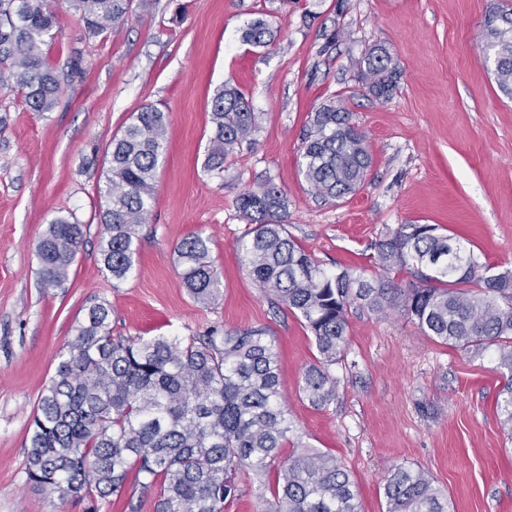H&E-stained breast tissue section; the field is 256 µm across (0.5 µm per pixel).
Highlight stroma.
I'll return each instance as SVG.
<instances>
[{
    "instance_id": "obj_1",
    "label": "stroma",
    "mask_w": 512,
    "mask_h": 512,
    "mask_svg": "<svg viewBox=\"0 0 512 512\" xmlns=\"http://www.w3.org/2000/svg\"><path fill=\"white\" fill-rule=\"evenodd\" d=\"M492 0H130L120 27L88 36L61 7L44 47L61 78L50 112L0 90V512H82L25 482L29 421L58 354L90 305L107 301L116 336H189L268 328L296 444L336 456L362 512H385L393 466L426 471L450 512H512V436L497 405L505 384L493 351L476 356L425 335L397 312L351 305L332 368L336 398L321 409L299 392L317 351L303 319L249 276L235 242L249 228L237 199L264 180L287 198V229L327 270L379 271L374 245L404 224H436L492 273L512 272V99L479 48ZM277 32L243 42L252 21ZM401 71L387 98L361 75L371 48ZM235 86L258 127L204 172L210 104ZM342 101L373 164L354 195L317 196L299 165L309 117ZM165 112L167 149L132 272L121 281L98 251L108 146L143 106ZM84 224L65 287H44L35 245L49 221ZM211 239L224 282L217 301L188 292L176 247ZM274 475L241 473L224 512H262Z\"/></svg>"
}]
</instances>
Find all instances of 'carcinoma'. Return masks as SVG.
I'll return each instance as SVG.
<instances>
[{
  "label": "carcinoma",
  "instance_id": "obj_1",
  "mask_svg": "<svg viewBox=\"0 0 512 512\" xmlns=\"http://www.w3.org/2000/svg\"><path fill=\"white\" fill-rule=\"evenodd\" d=\"M91 35L125 22L129 0H67ZM56 0H0V88L20 90L35 112H49L60 91L43 46L58 21ZM245 42L274 40L253 21ZM481 50L494 79L512 95V0H497L485 17ZM401 72L377 48L366 59L367 88L377 98L395 89ZM212 134L203 169L224 177V159L257 127L243 94L227 83L211 100ZM166 115L147 105L110 143V169L100 214V259L114 280L133 269L140 227L148 222L157 170L165 158ZM300 165L316 195L353 194L372 163L366 137L334 101L310 116ZM254 224L236 250L266 294L300 314L319 354L299 392L314 408L336 396L330 372L347 342L348 307L397 310L440 343L481 355L494 349L507 382L500 392L503 426L512 435V273L483 276L474 254L450 243L436 224H403L375 243L381 273L368 280L349 269L328 272L288 234L287 201L271 180L238 199ZM84 239V225L56 217L35 249L41 278L60 288ZM210 238L194 234L176 247L189 294L211 303L223 292L210 257ZM409 268L402 288L390 272ZM292 431L274 340L264 328L214 329L202 336L112 335L106 302L88 309L28 430L26 482L62 501L99 512L101 502L130 492L131 512L146 497L155 512H223L240 494L238 474L276 468L264 512H361L349 473L329 453L302 450L281 457ZM386 512H447L423 470L391 468L384 480Z\"/></svg>",
  "mask_w": 512,
  "mask_h": 512
}]
</instances>
